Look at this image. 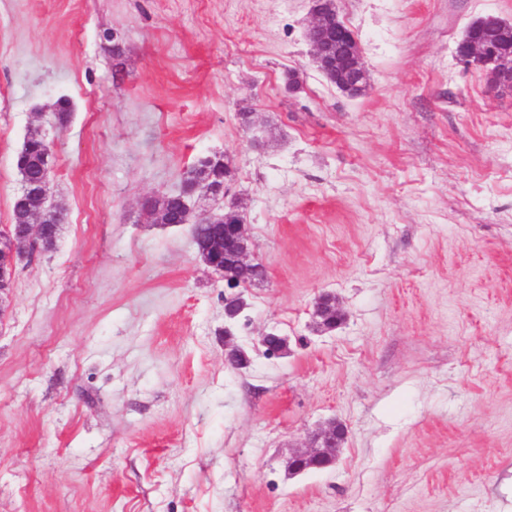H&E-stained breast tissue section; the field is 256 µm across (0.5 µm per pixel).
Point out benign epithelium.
I'll return each mask as SVG.
<instances>
[{"mask_svg":"<svg viewBox=\"0 0 512 512\" xmlns=\"http://www.w3.org/2000/svg\"><path fill=\"white\" fill-rule=\"evenodd\" d=\"M508 28L512 29V24L496 16L482 17L468 27L458 50L464 60L488 72L491 87L512 90V46L481 37L483 31H504ZM307 39L312 62L331 83L350 95H358L364 90L367 71L360 45L353 31L339 19L335 0H314ZM50 172L51 167H46L39 180L31 183L24 192L39 195L42 205L51 207L54 202ZM228 207L230 204L226 203L218 212L205 213L197 222L224 225V236L234 240L236 248L228 250L223 244L216 243L201 251L200 256L205 266L224 276V287L229 290L224 295V302L242 305V289L247 284L243 282L241 273H259L265 265L249 248V235L242 217L227 220L225 211ZM26 228L27 233L21 239L13 235L9 226L0 230V255L6 257V265L0 267V306L9 298L18 264L29 259L41 247L42 225L28 224ZM335 425L333 421L319 428L309 436L303 448L290 454L286 462L288 473H295L296 462L310 456L320 444L336 441Z\"/></svg>","mask_w":512,"mask_h":512,"instance_id":"obj_1","label":"benign epithelium"}]
</instances>
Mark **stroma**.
<instances>
[{"label":"stroma","mask_w":512,"mask_h":512,"mask_svg":"<svg viewBox=\"0 0 512 512\" xmlns=\"http://www.w3.org/2000/svg\"><path fill=\"white\" fill-rule=\"evenodd\" d=\"M336 7L356 97L311 0H0V228L35 129L66 214L0 311V512H512V92L456 53L512 0ZM208 153L266 267L229 339L190 225L139 206ZM313 2L307 31L312 62L340 90L358 95L367 84V71L358 39L339 19L334 0ZM325 302L336 304V296L329 293L320 294L314 304V316L317 319V325L319 328H321L323 331H331L334 330V328L326 326L320 320L329 325H337L339 323L340 316L334 305H325L319 320L318 318ZM336 422H330L326 426L321 427L316 431L314 434L309 436L307 442L301 449H297L294 452L290 454L288 457V460L286 462V466L288 467V473L295 474L296 471V464L295 462L305 458L309 457L316 448L320 447L321 443H325L324 447H334L335 445H329L326 444V442L336 441V450L337 448H340L341 445L344 443L343 437L345 434L344 429H341L338 433V437H336V430H335ZM335 448H327L329 451L333 453V460H335Z\"/></svg>","instance_id":"obj_1"}]
</instances>
